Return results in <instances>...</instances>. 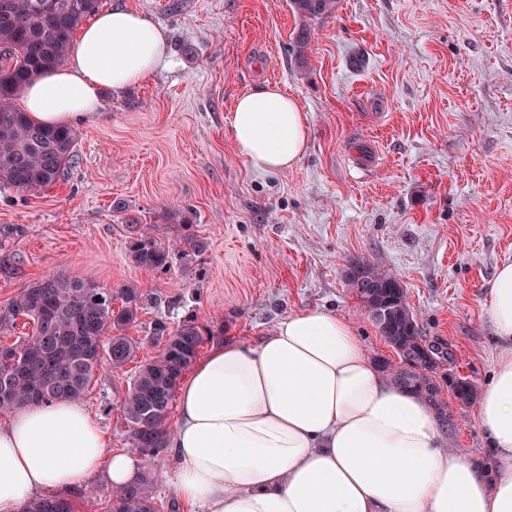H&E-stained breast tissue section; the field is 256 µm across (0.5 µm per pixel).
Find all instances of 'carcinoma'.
<instances>
[{
	"mask_svg": "<svg viewBox=\"0 0 512 512\" xmlns=\"http://www.w3.org/2000/svg\"><path fill=\"white\" fill-rule=\"evenodd\" d=\"M7 2L8 13L0 14V186L36 195L58 182L72 163L76 133L68 126L31 121L13 99L22 86L65 60L77 28L96 12L98 0ZM291 5L299 15L315 19L331 12L335 0H291ZM125 224L129 257L151 271L167 272L176 257L185 259L206 249L188 224L177 228V238L168 245L149 235L137 217H126ZM350 270L359 271L358 276L348 277V284L358 293L362 308L387 310V316L374 324L397 352L399 363L383 358L377 360L378 367L395 385L423 397L444 425H453L441 384H447L465 408L477 400L474 384L466 377L436 372L432 357L446 361L451 353L441 345H427L400 281L366 260ZM146 299L134 286L104 288L63 274L21 287L9 305L0 308V329L14 327L20 316L29 319L33 328L19 342L0 346V414L26 404L78 399L103 360L115 370L132 362L139 345L128 330ZM116 301L120 306H114ZM159 331L168 333L164 347L139 366L119 405L131 447L148 463L166 450L176 386L204 341L192 320ZM77 509L69 499L54 496L33 498L21 512ZM104 512H158L150 478L145 475L139 483L113 492Z\"/></svg>",
	"mask_w": 512,
	"mask_h": 512,
	"instance_id": "cac0c4a2",
	"label": "carcinoma"
}]
</instances>
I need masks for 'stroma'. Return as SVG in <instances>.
Returning <instances> with one entry per match:
<instances>
[{
	"mask_svg": "<svg viewBox=\"0 0 512 512\" xmlns=\"http://www.w3.org/2000/svg\"><path fill=\"white\" fill-rule=\"evenodd\" d=\"M148 14L173 65L75 124V157L37 196L0 188V307L49 274L155 295L130 334L138 360L161 322L194 320L204 348L256 339L289 313L321 308L354 323L371 357L397 361L345 275L360 259L403 284L421 335L445 369L486 388L499 347L481 317L512 263V0H336L300 17L290 0H99ZM310 33L300 45L301 30ZM306 115V153L285 171L252 168L228 116L260 84ZM375 140L376 168L355 164ZM132 212L158 241L192 224L205 252L161 274L135 265ZM134 364H102L84 406L110 448L130 447L118 406ZM449 445L495 460L474 408H455Z\"/></svg>",
	"mask_w": 512,
	"mask_h": 512,
	"instance_id": "stroma-1",
	"label": "stroma"
}]
</instances>
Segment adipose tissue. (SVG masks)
I'll return each mask as SVG.
<instances>
[{
	"instance_id": "ef3b65f1",
	"label": "adipose tissue",
	"mask_w": 512,
	"mask_h": 512,
	"mask_svg": "<svg viewBox=\"0 0 512 512\" xmlns=\"http://www.w3.org/2000/svg\"><path fill=\"white\" fill-rule=\"evenodd\" d=\"M167 35L145 15L105 9L81 28L65 63L22 90L30 118H89L102 94L170 68ZM238 153L261 171L293 167L308 146L296 101L264 83L229 116ZM483 318L500 354L476 402L496 465L449 448L435 411L390 382L346 317L294 311L256 342H222L179 381L168 446L174 494L189 512H512V264L492 282ZM135 454L109 448L78 401L28 404L0 424V512L34 494L106 478L137 482Z\"/></svg>"
}]
</instances>
